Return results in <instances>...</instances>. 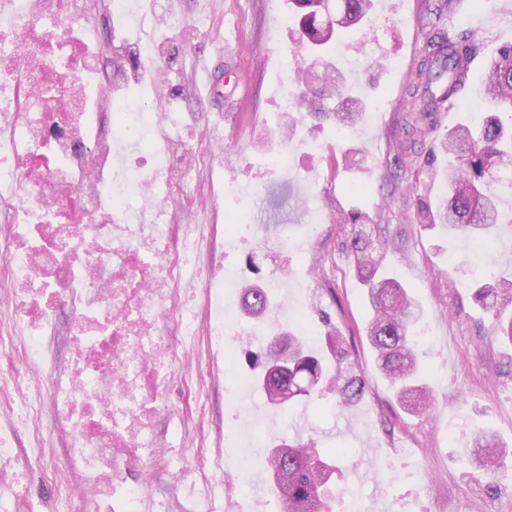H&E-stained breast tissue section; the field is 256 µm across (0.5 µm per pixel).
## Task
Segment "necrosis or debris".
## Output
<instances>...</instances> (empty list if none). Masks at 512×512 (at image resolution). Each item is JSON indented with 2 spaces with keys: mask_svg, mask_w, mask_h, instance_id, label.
Segmentation results:
<instances>
[{
  "mask_svg": "<svg viewBox=\"0 0 512 512\" xmlns=\"http://www.w3.org/2000/svg\"><path fill=\"white\" fill-rule=\"evenodd\" d=\"M86 0H0V185L12 195L8 232L0 237V265L13 292L6 327L9 346L28 370L48 362L47 344L66 313L72 357L52 384L57 416L71 434L69 465L91 512H143L147 482L132 471L162 455L165 441L154 422L168 406L163 392L173 354L198 332L222 349L233 397L248 386L235 369L236 337L182 288L196 282L235 293L239 279L207 270L195 240L174 238L166 208L141 209L159 190L183 187L222 148L209 142L193 150L170 136L171 116L133 112L112 115L111 141L91 143L84 67L71 49L62 64L51 61V22L85 19ZM160 163L123 167L112 146L135 141Z\"/></svg>",
  "mask_w": 512,
  "mask_h": 512,
  "instance_id": "necrosis-or-debris-1",
  "label": "necrosis or debris"
}]
</instances>
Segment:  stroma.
I'll return each mask as SVG.
<instances>
[{"mask_svg":"<svg viewBox=\"0 0 512 512\" xmlns=\"http://www.w3.org/2000/svg\"><path fill=\"white\" fill-rule=\"evenodd\" d=\"M98 21H109V46L96 43V85L106 86L99 104L98 128L110 134L109 101L129 100L178 121L186 146L210 131L223 143V159L200 171L194 183L203 201L191 210L184 196L165 198L177 223L199 225L215 244L228 270L244 272L252 284L271 286L281 325L307 333L308 344L333 370L328 329L344 336L365 380L360 401L337 410L334 396L300 401L290 411L272 408L260 386L250 390L249 412L239 416L228 398L224 358L206 337H198L177 357L181 373L168 387L173 409L184 414L180 428L160 418L159 437L176 435L177 447L165 465L149 463L132 480L149 479L153 512H206L191 482L208 470L190 454L201 436L217 439L225 426L247 427L254 419L270 422L271 440L315 438L320 447L343 448L335 475L332 512H505L512 502V457L502 461L503 477L490 489L474 469L462 465L461 448L477 428H487L512 445V344L491 341L493 317L475 298L473 280L512 276V226H498L490 248L472 257L467 239L447 228L421 227L418 199L436 200L445 192L440 179L424 170L421 159L434 151L448 130L472 113H485L481 97L485 64L501 45L512 43V0H373L365 21L336 41L339 79L350 89L347 112L361 120L343 129L326 120L292 124L283 105L284 88L318 92L309 74L317 53L295 42L288 0H98ZM177 23L154 29L163 51L149 62L117 60L119 44L137 46L143 20L158 10ZM472 32L479 51L470 66L467 92L454 107L438 113L428 136L416 146L419 163L400 170L392 181L386 166L390 149L404 140L402 116L411 110L407 88L428 37ZM211 60V82L200 76ZM290 154L288 170L268 164L270 154ZM252 211L254 237L227 249L226 220ZM388 225L398 237L388 260L398 279L423 308L422 328L430 352L425 382L438 399L429 412L402 406L381 374L365 333L368 310L359 275L343 241L357 213ZM236 366L249 373L250 353L267 343L265 320L236 312ZM21 358L0 352V435L10 439L16 467L0 473V512H14L25 495L29 512H85L82 501L67 496L77 471H61L68 435L50 411L37 424L44 439L32 455L28 428L11 421L8 408L47 396L53 371L44 368L28 388H17Z\"/></svg>","mask_w":512,"mask_h":512,"instance_id":"obj_1","label":"stroma"}]
</instances>
